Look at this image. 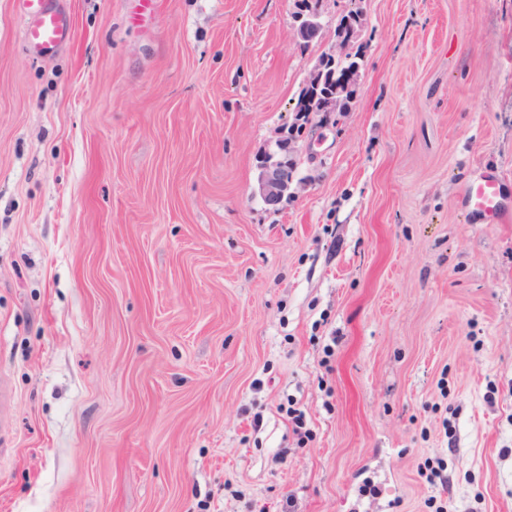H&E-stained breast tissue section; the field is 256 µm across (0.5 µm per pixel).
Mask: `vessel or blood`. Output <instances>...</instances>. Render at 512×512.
<instances>
[{"label": "vessel or blood", "instance_id": "obj_1", "mask_svg": "<svg viewBox=\"0 0 512 512\" xmlns=\"http://www.w3.org/2000/svg\"><path fill=\"white\" fill-rule=\"evenodd\" d=\"M17 3L26 19L23 43L29 52L51 53L71 40L73 20L59 0H17ZM463 207L483 224L512 222V197L495 173L484 174L468 185Z\"/></svg>", "mask_w": 512, "mask_h": 512}]
</instances>
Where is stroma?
I'll use <instances>...</instances> for the list:
<instances>
[{
    "mask_svg": "<svg viewBox=\"0 0 512 512\" xmlns=\"http://www.w3.org/2000/svg\"><path fill=\"white\" fill-rule=\"evenodd\" d=\"M62 3L32 57L0 0V512H512V223L461 209L512 189V0ZM342 40L343 39L336 40L333 53L331 54L333 58L329 57L327 64H331L337 57H344L346 54L348 42L345 45V42ZM357 66V62L351 60V56L348 54L345 59L336 60L334 68L337 71V80L334 83L330 84L327 76L324 83L316 85L318 78H315L302 88L294 109V122L289 128V138L286 142H291V138H296V136L293 135L294 132L299 135L305 125L311 122V116L319 113L322 102L325 100L323 96L329 94V91L336 90L338 87L346 88V83H342L341 80L344 79L347 82L350 73L354 74L357 71ZM345 93L346 91L339 92L336 90L333 94L328 95L322 112H325L324 114H330V112H345ZM283 155L273 160V156L266 157L261 161V176L258 183V192L261 197L269 204L278 203L288 191L293 183V176L289 172H294L295 161L290 159V168L288 166V157L286 155V147L279 149ZM463 208L481 224H508L512 219V198L496 173L472 181L464 194Z\"/></svg>",
    "mask_w": 512,
    "mask_h": 512,
    "instance_id": "stroma-1",
    "label": "stroma"
}]
</instances>
